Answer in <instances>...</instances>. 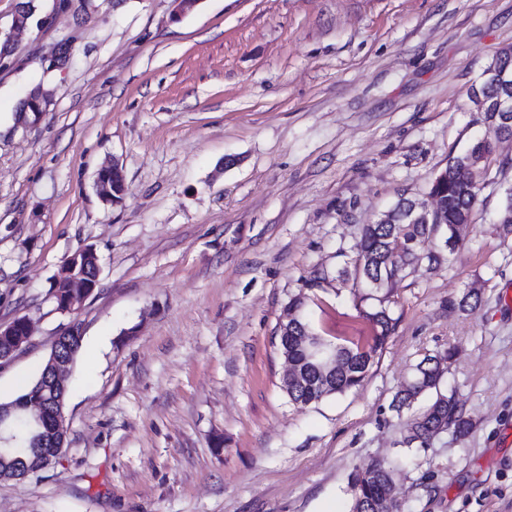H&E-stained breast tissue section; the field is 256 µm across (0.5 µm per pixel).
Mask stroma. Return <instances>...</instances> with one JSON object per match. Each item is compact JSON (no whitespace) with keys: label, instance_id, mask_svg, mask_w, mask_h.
Instances as JSON below:
<instances>
[{"label":"stroma","instance_id":"stroma-1","mask_svg":"<svg viewBox=\"0 0 512 512\" xmlns=\"http://www.w3.org/2000/svg\"><path fill=\"white\" fill-rule=\"evenodd\" d=\"M94 4L42 0L0 67V323L33 324L0 400L70 323L82 336L63 456L0 482V512H350V475L397 457L401 512H512V139L455 253L391 289L397 324L359 387L294 405L279 347L297 296L317 335L370 341L362 229L486 135L469 94L512 46V0ZM63 38L69 62L46 70ZM37 84L48 111L17 119ZM114 162L127 193L109 203L95 181ZM87 248L98 282L61 314L50 288ZM446 350L471 428L407 451L391 403Z\"/></svg>","mask_w":512,"mask_h":512}]
</instances>
